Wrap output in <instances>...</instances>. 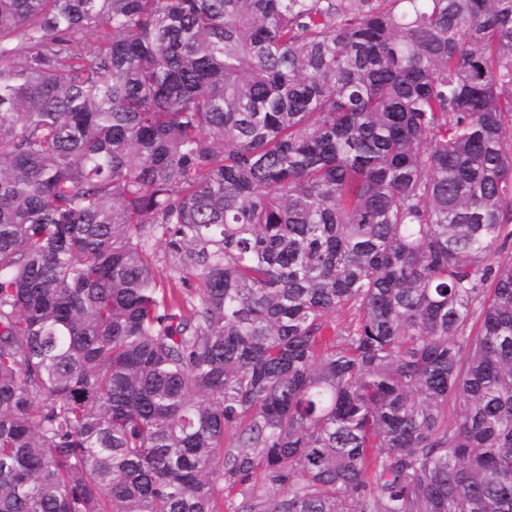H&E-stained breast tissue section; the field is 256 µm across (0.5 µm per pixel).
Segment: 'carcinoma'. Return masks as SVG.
<instances>
[{"instance_id":"cac0c4a2","label":"carcinoma","mask_w":512,"mask_h":512,"mask_svg":"<svg viewBox=\"0 0 512 512\" xmlns=\"http://www.w3.org/2000/svg\"><path fill=\"white\" fill-rule=\"evenodd\" d=\"M507 226L512 0H0V512H512ZM154 250L156 252L155 270L157 279L164 288L169 289H182V291L188 293L192 297H196L195 287L197 285L196 280L191 274H181L185 276L186 284L179 279L178 275H174L170 269V252L167 244L164 240L157 241ZM187 285L189 287L187 288Z\"/></svg>"}]
</instances>
